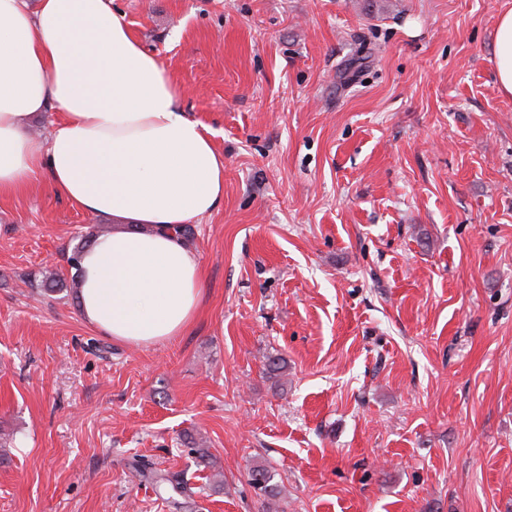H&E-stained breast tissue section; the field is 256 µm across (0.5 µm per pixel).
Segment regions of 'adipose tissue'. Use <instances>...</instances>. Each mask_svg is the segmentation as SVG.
I'll list each match as a JSON object with an SVG mask.
<instances>
[{
	"instance_id": "obj_1",
	"label": "adipose tissue",
	"mask_w": 512,
	"mask_h": 512,
	"mask_svg": "<svg viewBox=\"0 0 512 512\" xmlns=\"http://www.w3.org/2000/svg\"><path fill=\"white\" fill-rule=\"evenodd\" d=\"M493 64L512 95V8L497 17ZM50 110V135L34 137ZM40 174L112 225L81 258L83 323L139 346L183 334L205 276L174 228L218 210L224 157L114 0H0V196Z\"/></svg>"
}]
</instances>
